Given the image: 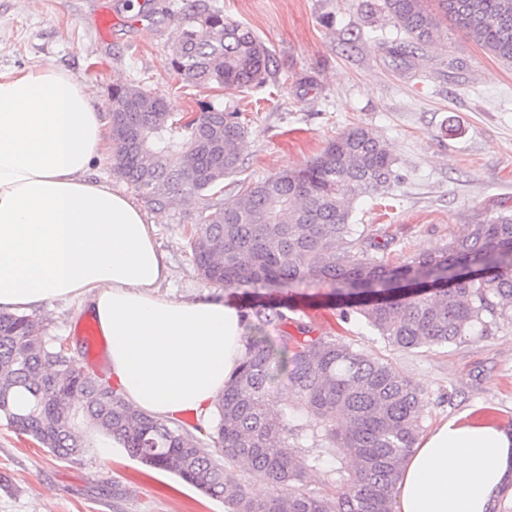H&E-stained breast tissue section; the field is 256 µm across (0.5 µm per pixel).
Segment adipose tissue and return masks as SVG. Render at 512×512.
<instances>
[{"label": "adipose tissue", "mask_w": 512, "mask_h": 512, "mask_svg": "<svg viewBox=\"0 0 512 512\" xmlns=\"http://www.w3.org/2000/svg\"><path fill=\"white\" fill-rule=\"evenodd\" d=\"M106 145L86 85L46 66L0 75V309L75 301L109 343L126 400L161 420L207 418L243 356L237 308L162 293L154 226L85 177ZM512 471V434L456 418L421 437L396 512H485Z\"/></svg>", "instance_id": "ef3b65f1"}]
</instances>
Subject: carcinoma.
I'll return each instance as SVG.
<instances>
[{"instance_id": "carcinoma-1", "label": "carcinoma", "mask_w": 512, "mask_h": 512, "mask_svg": "<svg viewBox=\"0 0 512 512\" xmlns=\"http://www.w3.org/2000/svg\"><path fill=\"white\" fill-rule=\"evenodd\" d=\"M409 35L396 51L436 42L451 22L494 57L512 62V0H376ZM270 50L248 26L203 9L179 29L171 65L195 85L266 84ZM112 171L154 205L209 197L243 168L239 113L209 107L180 125L163 97L112 90ZM374 130L354 126L304 169L241 186L207 206L191 232L201 277L245 295L281 285L332 286L388 346L417 348L488 336L512 323V214L467 224L437 251L390 260V242L354 236L362 195L399 183ZM259 301L244 315L243 362L215 402L214 448L158 421L60 357L56 339L25 314L0 311V418L59 458L78 460L95 436L142 464L171 472L227 512H393L404 464L422 432L423 390L387 359L325 335ZM295 331H288V325ZM279 330L268 340L267 329ZM322 476L311 487L308 476Z\"/></svg>"}]
</instances>
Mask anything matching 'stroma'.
I'll list each match as a JSON object with an SVG mask.
<instances>
[{
    "mask_svg": "<svg viewBox=\"0 0 512 512\" xmlns=\"http://www.w3.org/2000/svg\"><path fill=\"white\" fill-rule=\"evenodd\" d=\"M364 0H0V73L53 66L84 83L109 118L116 85L162 96L174 118L214 105L240 112L248 130L240 178L253 182L305 168L328 141L352 125L378 131L398 159L400 182L387 197L353 205L358 230L393 240L391 258L441 247L463 225L512 212V63L487 53L456 29L433 46L399 56L405 41L388 18L367 16ZM119 20L111 35L93 23L100 5ZM217 8L266 43L271 75L260 88L219 91L184 82L172 68L178 28L194 12ZM207 206L180 199L161 209L143 203L177 299L234 302L240 291L204 281L188 238ZM289 305L329 314V335L389 359L417 382L424 430L457 417L512 430V324L464 343L402 351L389 347L357 315L342 316L327 285L281 292ZM47 335L69 343L86 370L110 372L103 334L77 304L33 310ZM0 512H224L176 475L130 458L120 445L82 459L53 456L0 419Z\"/></svg>",
    "mask_w": 512,
    "mask_h": 512,
    "instance_id": "35a3bbf8",
    "label": "stroma"
}]
</instances>
